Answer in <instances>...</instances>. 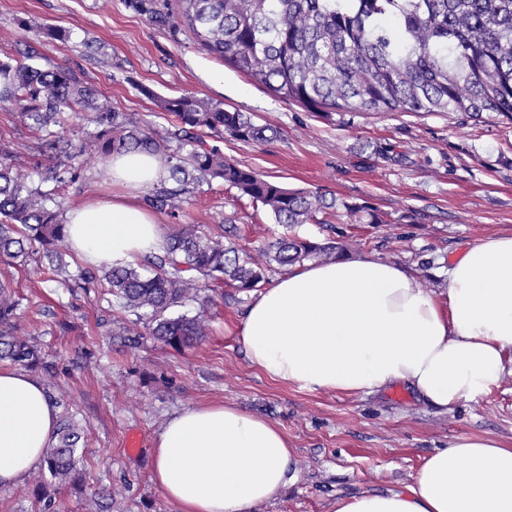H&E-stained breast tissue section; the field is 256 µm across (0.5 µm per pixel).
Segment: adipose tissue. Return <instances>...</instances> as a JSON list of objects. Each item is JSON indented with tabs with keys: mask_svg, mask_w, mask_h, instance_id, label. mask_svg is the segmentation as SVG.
I'll list each match as a JSON object with an SVG mask.
<instances>
[{
	"mask_svg": "<svg viewBox=\"0 0 512 512\" xmlns=\"http://www.w3.org/2000/svg\"><path fill=\"white\" fill-rule=\"evenodd\" d=\"M109 164L120 191L67 212L68 247L89 266L163 253L166 238L138 201L166 178L161 158L131 151ZM447 275L436 291L371 256L295 266L253 296L239 339L251 364L301 389L357 395L398 384L439 408L475 402L512 375V233L469 246ZM58 415L37 376L0 368V487L40 467ZM152 475L178 512H254L298 470L274 423L216 404L164 422ZM333 512H512V447L456 437L424 458L404 489L340 499Z\"/></svg>",
	"mask_w": 512,
	"mask_h": 512,
	"instance_id": "ef3b65f1",
	"label": "adipose tissue"
}]
</instances>
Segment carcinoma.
<instances>
[{"mask_svg": "<svg viewBox=\"0 0 512 512\" xmlns=\"http://www.w3.org/2000/svg\"><path fill=\"white\" fill-rule=\"evenodd\" d=\"M128 7L158 27L177 33L187 28L200 48L244 73L280 98L317 115L331 112H455L479 117L495 112L512 121V0H128ZM389 18L393 27H383ZM39 54L0 60V106L12 109L20 123L38 135L60 160L51 176L36 183L7 162L0 146V261L22 265L40 253L52 272L64 264L63 211L56 198L84 172V155L95 147L106 155L129 150L157 154L169 180L154 186L148 207L173 209L191 187L219 179L238 196L265 207L275 223L322 224L321 240L282 236L263 250L264 260L240 256L235 214L224 216L214 233L199 224H176L160 256L149 255L152 272L140 267H109L104 274L79 268L76 288L106 282L112 304L134 313L136 323L161 342L181 348L207 336L206 318L170 316V311L200 293L225 286L251 291L268 282L272 265L301 266L335 259L345 245L336 239L338 209L357 222L380 224L375 211L327 199L319 192L288 189L224 157L207 144V130L222 138L262 144L279 137L250 114L191 94L162 97L142 86L159 109L174 118L176 130L163 137L128 112L98 103L99 92L74 71L42 68ZM88 113L89 131L68 124ZM181 149L170 148V139ZM23 298L0 279V362L46 375L56 372L41 350L16 332ZM57 443L47 449L41 467L47 479H76L82 434L63 416Z\"/></svg>", "mask_w": 512, "mask_h": 512, "instance_id": "carcinoma-1", "label": "carcinoma"}]
</instances>
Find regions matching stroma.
Masks as SVG:
<instances>
[{
    "mask_svg": "<svg viewBox=\"0 0 512 512\" xmlns=\"http://www.w3.org/2000/svg\"><path fill=\"white\" fill-rule=\"evenodd\" d=\"M46 25L69 38L38 45L45 66L74 70L101 102L137 114L158 134L172 130L173 119L142 94L145 86L161 96L193 93L279 129V138L264 145L228 136L207 142L268 180L375 209L381 223L338 225L349 255L405 265L425 287L441 288L449 262L467 246L512 232V124L495 113L319 117L199 49L188 31L152 25L126 0H0V59ZM98 56L105 65L95 64ZM0 138L16 167L44 177L54 170L55 159L38 158L32 132L1 108ZM106 165V157L90 152L85 177L66 189L64 207L111 193V180L101 175ZM229 214L253 257L280 230L262 205L218 180L156 218L166 232L177 223L212 231ZM1 274L23 299L20 333L57 366L44 385L84 432L80 482L46 488L56 512H177L151 480L152 452L166 419L197 404L228 403L265 418L294 448L298 481L256 512H332L338 498L404 487L423 458L457 436L512 444V376L493 394L446 409L402 386L353 396L302 390L249 362L238 337L248 293L227 288L182 306L183 314L201 312L208 320L199 343L175 349L146 335L133 348L130 314L109 309L102 289L58 287L34 261L0 264ZM133 430L143 437L135 456L125 447Z\"/></svg>",
    "mask_w": 512,
    "mask_h": 512,
    "instance_id": "obj_1",
    "label": "stroma"
}]
</instances>
